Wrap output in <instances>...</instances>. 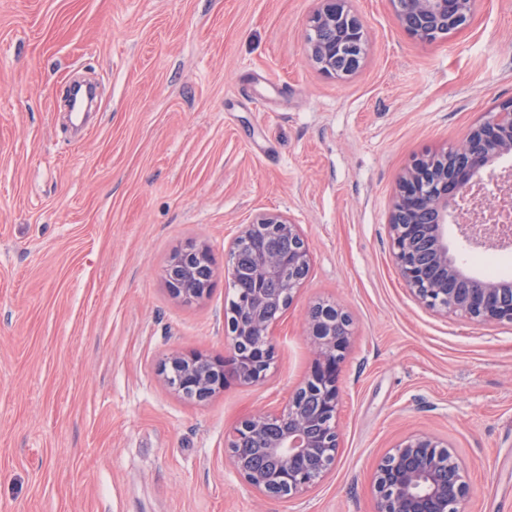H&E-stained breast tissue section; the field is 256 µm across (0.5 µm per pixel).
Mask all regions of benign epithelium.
<instances>
[{"label":"benign epithelium","mask_w":512,"mask_h":512,"mask_svg":"<svg viewBox=\"0 0 512 512\" xmlns=\"http://www.w3.org/2000/svg\"><path fill=\"white\" fill-rule=\"evenodd\" d=\"M306 36L308 59L324 74L355 73L365 54L366 28L349 0H319ZM398 25L421 42L469 25L476 0H389ZM512 156V100L472 128L457 145L423 155L398 181L389 214L391 258L412 297L425 307L481 323L512 322V282L485 284L466 273L448 245L454 224L469 244L512 245V172H490ZM311 252L300 225L268 211L243 225L227 250L235 301L226 318L230 354L207 357L174 353L162 363L165 383L176 393L205 402L229 378L259 383L271 365L275 314L285 312L304 284ZM215 264L208 246L176 252L163 271L169 292L191 304L209 293ZM315 358L305 380L282 408L249 416L234 428L228 458L247 486L275 501L314 488L334 467L339 448L336 420L341 363L349 344V315L333 304H316L307 314ZM258 346L242 354L238 342ZM267 437L258 454L266 468L242 447ZM373 488L376 512H463L469 486L456 457L428 434L403 438L378 464Z\"/></svg>","instance_id":"benign-epithelium-1"}]
</instances>
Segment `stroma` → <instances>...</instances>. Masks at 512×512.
Instances as JSON below:
<instances>
[{
  "label": "stroma",
  "mask_w": 512,
  "mask_h": 512,
  "mask_svg": "<svg viewBox=\"0 0 512 512\" xmlns=\"http://www.w3.org/2000/svg\"><path fill=\"white\" fill-rule=\"evenodd\" d=\"M351 3L368 41L340 79L307 59L317 0H0V512H375L377 463L418 432L455 451L466 512H512V323L418 303L387 227L413 160L512 99V0L432 43ZM82 76L101 95L78 130ZM264 211L300 225L306 284L264 382L191 401L160 365L226 354L224 249ZM200 244L216 272L186 304L162 270ZM317 303L352 320L336 464L267 500L226 442L308 374Z\"/></svg>",
  "instance_id": "obj_1"
}]
</instances>
